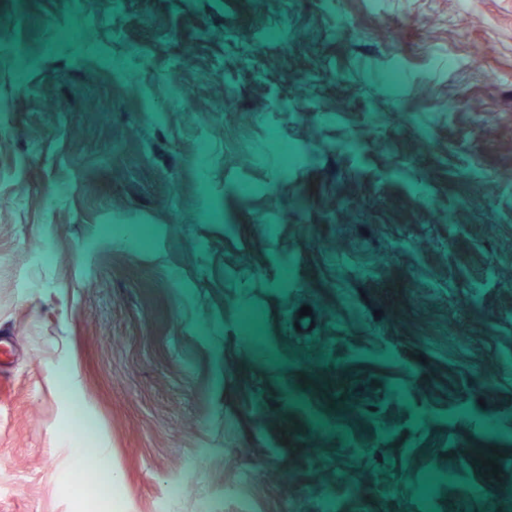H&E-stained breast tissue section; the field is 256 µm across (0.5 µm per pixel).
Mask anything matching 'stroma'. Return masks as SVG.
Returning <instances> with one entry per match:
<instances>
[{"label":"stroma","instance_id":"35a3bbf8","mask_svg":"<svg viewBox=\"0 0 512 512\" xmlns=\"http://www.w3.org/2000/svg\"><path fill=\"white\" fill-rule=\"evenodd\" d=\"M467 3L0 0V512H91L77 409L123 512L512 477V0Z\"/></svg>","mask_w":512,"mask_h":512}]
</instances>
